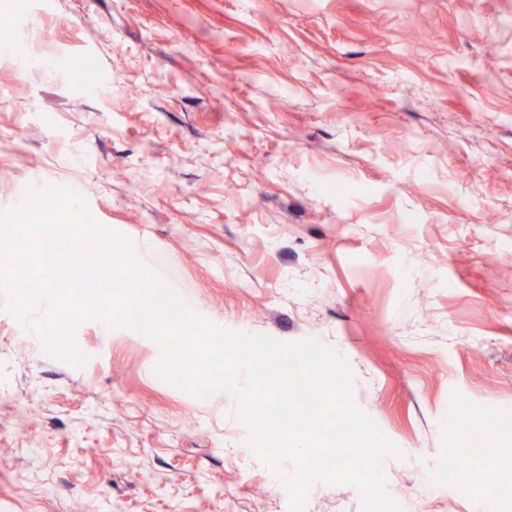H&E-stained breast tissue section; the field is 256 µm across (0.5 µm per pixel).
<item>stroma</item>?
Instances as JSON below:
<instances>
[{
	"mask_svg": "<svg viewBox=\"0 0 512 512\" xmlns=\"http://www.w3.org/2000/svg\"><path fill=\"white\" fill-rule=\"evenodd\" d=\"M0 209L64 184L214 325L346 357L402 452L403 512H512V0H0ZM247 80L234 79V72ZM379 87L372 98L367 86ZM50 356L0 295V512H288L223 393L157 374L159 344L86 320ZM492 450L448 469L455 400ZM315 479L305 512H363Z\"/></svg>",
	"mask_w": 512,
	"mask_h": 512,
	"instance_id": "1",
	"label": "stroma"
}]
</instances>
